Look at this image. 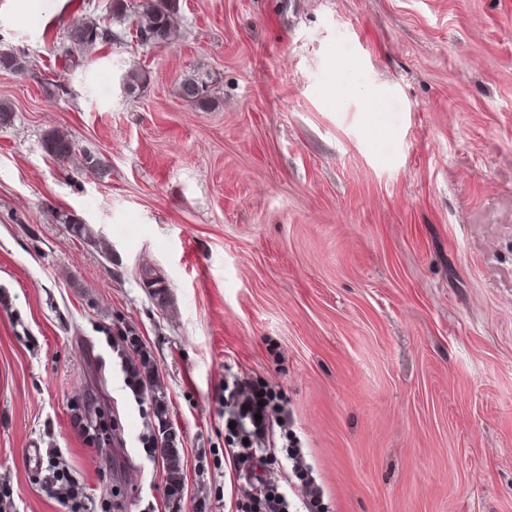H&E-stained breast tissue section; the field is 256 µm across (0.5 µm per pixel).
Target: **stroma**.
I'll return each instance as SVG.
<instances>
[{"label":"stroma","instance_id":"1","mask_svg":"<svg viewBox=\"0 0 512 512\" xmlns=\"http://www.w3.org/2000/svg\"><path fill=\"white\" fill-rule=\"evenodd\" d=\"M39 3L0 0L28 61L0 70L6 512H67L55 467L93 512H237L243 374L281 390L333 512H512V0H180L174 44L75 56L69 24L109 0ZM191 74L209 108L179 98ZM55 129L104 174L47 155ZM86 403L109 448L74 427ZM112 351L116 352L121 359V371L124 374L125 384L134 393L135 398H141V396L147 390L146 381L138 376L137 365L128 351L125 349H119V345L114 342L112 343Z\"/></svg>","mask_w":512,"mask_h":512}]
</instances>
